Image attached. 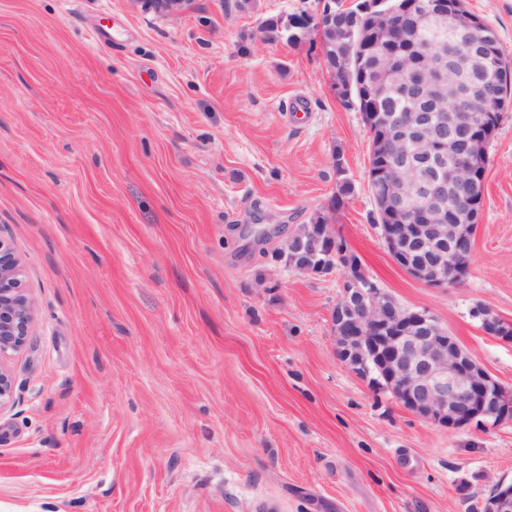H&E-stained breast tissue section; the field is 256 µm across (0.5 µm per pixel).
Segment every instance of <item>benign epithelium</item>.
I'll list each match as a JSON object with an SVG mask.
<instances>
[{"instance_id":"obj_1","label":"benign epithelium","mask_w":512,"mask_h":512,"mask_svg":"<svg viewBox=\"0 0 512 512\" xmlns=\"http://www.w3.org/2000/svg\"><path fill=\"white\" fill-rule=\"evenodd\" d=\"M156 13L179 11L187 0H143ZM383 19L363 53L374 51L380 92L391 88L409 103L393 125L380 131L381 152L393 156L376 173L385 223L378 225L388 252L404 271L428 286L459 284L469 271L467 244L474 238L479 213L470 198L478 192L477 170L484 165L485 135L464 117L467 104L486 96L482 77L474 74L488 47L481 37L461 54L436 51L432 85L409 72L411 64L390 51L409 36V8L389 0H367ZM329 0L314 15L287 18L284 28L333 21ZM298 240L320 252L318 265L289 266L320 275L335 257L339 237L334 225L303 224ZM342 297L331 314L339 360L361 377L376 379L404 408L432 425L448 429L486 427L512 421V392L491 377L425 311L401 306L368 277L347 263ZM482 330L512 341V324L484 307L473 309ZM33 307L24 270L12 242L0 237V411L15 402L14 379L6 361L27 345ZM485 512H512V482L497 483L484 501Z\"/></svg>"}]
</instances>
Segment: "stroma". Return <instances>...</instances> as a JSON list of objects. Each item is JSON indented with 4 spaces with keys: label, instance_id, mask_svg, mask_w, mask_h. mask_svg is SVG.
Segmentation results:
<instances>
[{
    "label": "stroma",
    "instance_id": "stroma-1",
    "mask_svg": "<svg viewBox=\"0 0 512 512\" xmlns=\"http://www.w3.org/2000/svg\"><path fill=\"white\" fill-rule=\"evenodd\" d=\"M323 0H0V237L34 321L0 412V512H481L512 421L449 430L336 356L344 274L287 263L320 215L400 305L506 389L512 102L461 284L410 277L372 222L371 134L318 53ZM512 58V0H466ZM354 191L333 207L337 166ZM473 314L474 317L479 318L481 322V328L485 333L491 336H495L506 342L512 341L511 323L504 322L485 307L474 308Z\"/></svg>",
    "mask_w": 512,
    "mask_h": 512
}]
</instances>
